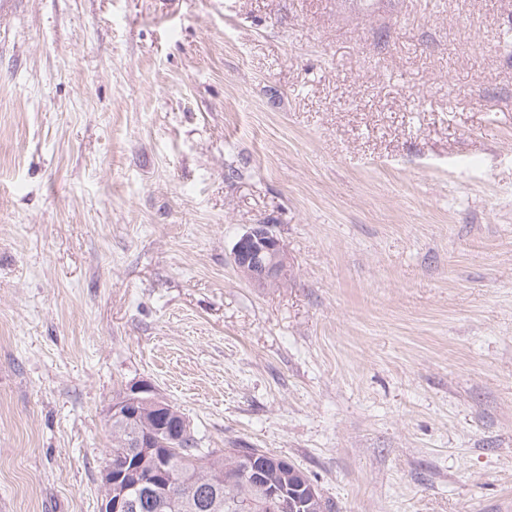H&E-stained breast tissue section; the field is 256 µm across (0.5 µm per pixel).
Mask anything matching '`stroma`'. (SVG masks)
I'll return each mask as SVG.
<instances>
[{
    "label": "stroma",
    "mask_w": 512,
    "mask_h": 512,
    "mask_svg": "<svg viewBox=\"0 0 512 512\" xmlns=\"http://www.w3.org/2000/svg\"><path fill=\"white\" fill-rule=\"evenodd\" d=\"M140 381L334 512H512V0L0 7V512H100ZM238 273L258 286H277L288 276V261L283 242L269 225L252 224L233 247Z\"/></svg>",
    "instance_id": "35a3bbf8"
}]
</instances>
